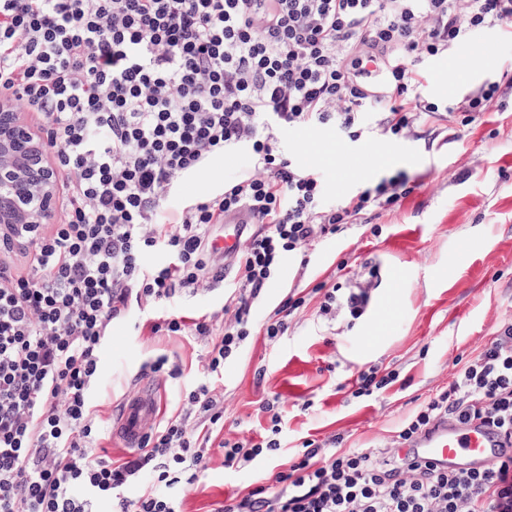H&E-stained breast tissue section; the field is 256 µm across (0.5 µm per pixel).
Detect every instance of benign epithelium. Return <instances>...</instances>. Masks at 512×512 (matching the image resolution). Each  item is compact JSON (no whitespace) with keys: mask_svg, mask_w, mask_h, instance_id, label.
<instances>
[{"mask_svg":"<svg viewBox=\"0 0 512 512\" xmlns=\"http://www.w3.org/2000/svg\"><path fill=\"white\" fill-rule=\"evenodd\" d=\"M57 168L46 146L43 128L32 127L11 94L0 95V243L50 224L57 213Z\"/></svg>","mask_w":512,"mask_h":512,"instance_id":"1","label":"benign epithelium"}]
</instances>
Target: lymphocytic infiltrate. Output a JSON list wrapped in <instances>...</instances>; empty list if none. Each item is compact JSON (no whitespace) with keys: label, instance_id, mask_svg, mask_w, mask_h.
Returning a JSON list of instances; mask_svg holds the SVG:
<instances>
[{"label":"lymphocytic infiltrate","instance_id":"1","mask_svg":"<svg viewBox=\"0 0 512 512\" xmlns=\"http://www.w3.org/2000/svg\"><path fill=\"white\" fill-rule=\"evenodd\" d=\"M512 40V0H0V87L44 118L64 171L62 218L0 255V512H182L224 431V392L187 388L121 460L99 454L92 409L101 356L132 307H155L223 280L212 246L229 213L247 214L221 313L158 317L152 333L204 341L203 371L221 375L253 326L287 257L394 207L403 175L327 197L285 138L333 129L358 148L411 136L442 112L467 126L498 94L488 80L451 101L426 91L434 64L486 32ZM382 65L386 93L366 95L363 65ZM105 137H96V130ZM251 160L210 193L165 202L224 155ZM31 260L21 275L14 255ZM322 314L359 319L366 286L289 289L264 334L276 339L309 294ZM259 440L224 442L243 469L282 448V416ZM478 420L512 437V320L401 425L392 447L439 422ZM336 434L304 440L286 469L217 512H512V456L453 474Z\"/></svg>","mask_w":512,"mask_h":512}]
</instances>
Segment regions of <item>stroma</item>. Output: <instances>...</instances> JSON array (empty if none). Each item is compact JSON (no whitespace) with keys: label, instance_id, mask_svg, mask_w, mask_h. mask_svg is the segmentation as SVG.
<instances>
[{"label":"stroma","instance_id":"1","mask_svg":"<svg viewBox=\"0 0 512 512\" xmlns=\"http://www.w3.org/2000/svg\"><path fill=\"white\" fill-rule=\"evenodd\" d=\"M512 44L479 62L470 85L500 83L502 105L464 127L441 116L419 126L404 144L378 141L394 163L354 174L353 187L398 173L418 181L400 206L369 212L358 227L316 247L308 265L288 258L283 281L269 288L255 314L241 356L224 368L225 439H259L269 426L264 402L278 400L284 449L247 469H229L212 447L207 471L189 486L183 512H216L224 498L243 495L273 470L287 467L300 444L343 434L350 448L388 444L405 419L445 387L458 360L475 357L497 327L512 319ZM373 288L358 320L329 319L318 298L288 319V333L270 342L264 324L289 288L336 282ZM161 308H133L112 328L103 353L94 412L104 426L118 417L126 397L154 380L161 405L175 408L190 383L203 377L205 350L188 336H155ZM179 368L154 377L158 357ZM376 366L398 371L382 393L355 398L352 376Z\"/></svg>","mask_w":512,"mask_h":512}]
</instances>
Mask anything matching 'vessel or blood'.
<instances>
[{
	"instance_id": "vessel-or-blood-1",
	"label": "vessel or blood",
	"mask_w": 512,
	"mask_h": 512,
	"mask_svg": "<svg viewBox=\"0 0 512 512\" xmlns=\"http://www.w3.org/2000/svg\"><path fill=\"white\" fill-rule=\"evenodd\" d=\"M487 43H472L465 54L458 57L452 69L453 76L473 70L476 61L489 58ZM247 222L246 215L231 214L225 217L214 245L225 256H233L239 233ZM156 400L152 390H144L123 405L116 432L127 443H138L146 422L156 413ZM401 459H419L432 463L439 470L448 472L482 471L500 459L512 456V441L503 432L484 426L479 421L466 423L444 421L430 431L403 445Z\"/></svg>"
}]
</instances>
